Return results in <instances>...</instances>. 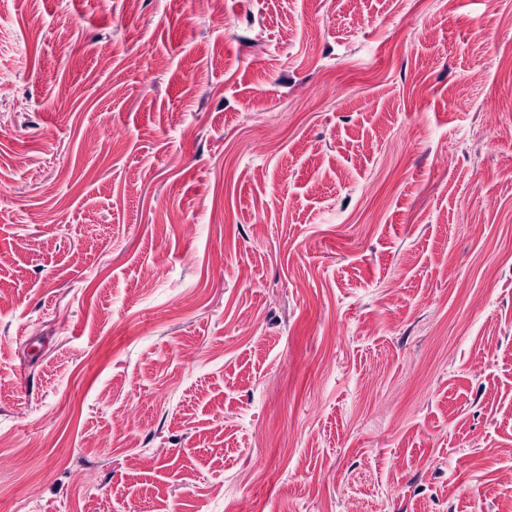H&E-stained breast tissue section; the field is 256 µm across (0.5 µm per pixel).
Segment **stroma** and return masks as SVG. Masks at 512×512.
Instances as JSON below:
<instances>
[{
  "label": "stroma",
  "mask_w": 512,
  "mask_h": 512,
  "mask_svg": "<svg viewBox=\"0 0 512 512\" xmlns=\"http://www.w3.org/2000/svg\"><path fill=\"white\" fill-rule=\"evenodd\" d=\"M509 126L512 0H0V512H499Z\"/></svg>",
  "instance_id": "stroma-1"
}]
</instances>
